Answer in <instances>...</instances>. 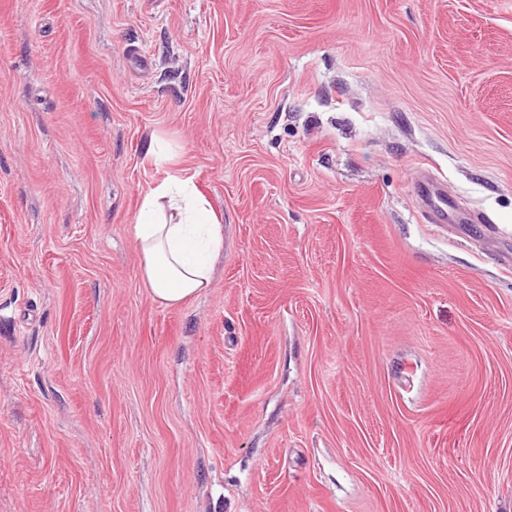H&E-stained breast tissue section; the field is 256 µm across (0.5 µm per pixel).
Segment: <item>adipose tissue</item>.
Masks as SVG:
<instances>
[{
	"label": "adipose tissue",
	"instance_id": "obj_1",
	"mask_svg": "<svg viewBox=\"0 0 512 512\" xmlns=\"http://www.w3.org/2000/svg\"><path fill=\"white\" fill-rule=\"evenodd\" d=\"M141 277L154 301L178 305L211 285V258L224 246L221 224L192 178L169 175L145 193L133 226Z\"/></svg>",
	"mask_w": 512,
	"mask_h": 512
}]
</instances>
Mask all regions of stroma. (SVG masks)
I'll use <instances>...</instances> for the list:
<instances>
[{"label":"stroma","instance_id":"1","mask_svg":"<svg viewBox=\"0 0 512 512\" xmlns=\"http://www.w3.org/2000/svg\"><path fill=\"white\" fill-rule=\"evenodd\" d=\"M0 512H512V0H0ZM141 277L154 301L178 305L210 288L221 224L190 177L167 175L143 196L133 224ZM414 192L428 201L427 211L434 224L448 223V195L438 182L423 177L414 184Z\"/></svg>","mask_w":512,"mask_h":512}]
</instances>
